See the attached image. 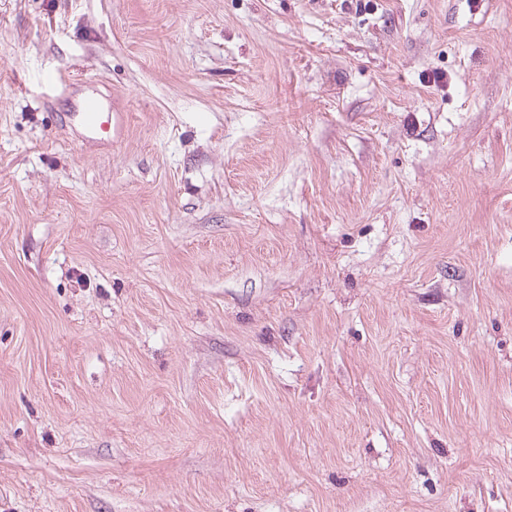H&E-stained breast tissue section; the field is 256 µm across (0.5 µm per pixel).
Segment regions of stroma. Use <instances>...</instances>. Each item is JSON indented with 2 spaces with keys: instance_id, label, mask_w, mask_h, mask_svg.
Here are the masks:
<instances>
[{
  "instance_id": "obj_1",
  "label": "stroma",
  "mask_w": 512,
  "mask_h": 512,
  "mask_svg": "<svg viewBox=\"0 0 512 512\" xmlns=\"http://www.w3.org/2000/svg\"><path fill=\"white\" fill-rule=\"evenodd\" d=\"M0 512H512V0H0ZM74 115L83 127L87 138L101 139L105 134L112 136V124L118 125V119L112 112H104L101 99L94 94L84 97L76 106Z\"/></svg>"
}]
</instances>
